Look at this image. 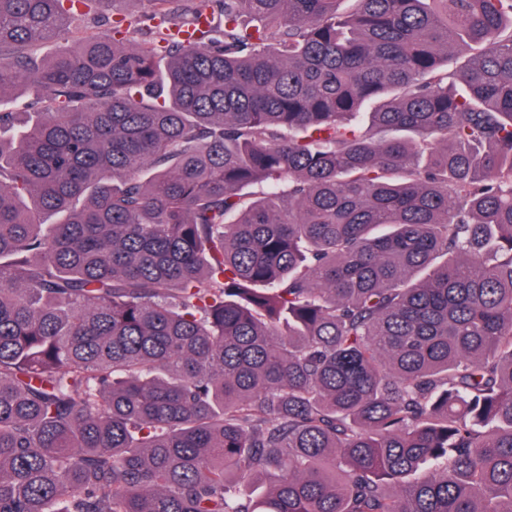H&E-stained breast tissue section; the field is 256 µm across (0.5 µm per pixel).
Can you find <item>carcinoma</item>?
Returning <instances> with one entry per match:
<instances>
[{"label":"carcinoma","instance_id":"obj_1","mask_svg":"<svg viewBox=\"0 0 512 512\" xmlns=\"http://www.w3.org/2000/svg\"><path fill=\"white\" fill-rule=\"evenodd\" d=\"M87 2L0 0V512H512V0Z\"/></svg>","mask_w":512,"mask_h":512}]
</instances>
